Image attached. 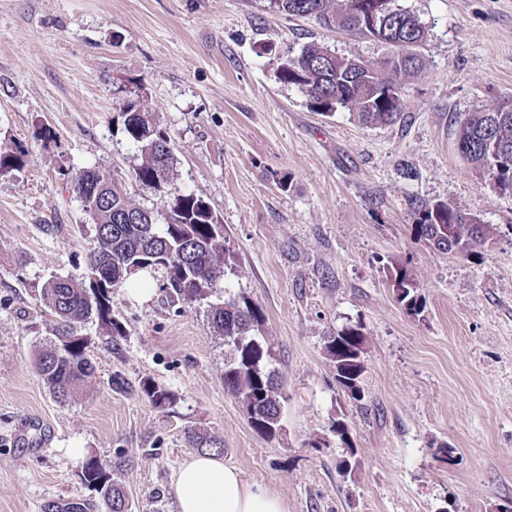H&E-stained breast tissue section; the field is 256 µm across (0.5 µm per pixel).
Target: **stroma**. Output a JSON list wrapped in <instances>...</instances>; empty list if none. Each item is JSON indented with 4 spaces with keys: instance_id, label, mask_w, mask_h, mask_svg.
Listing matches in <instances>:
<instances>
[{
    "instance_id": "1",
    "label": "stroma",
    "mask_w": 512,
    "mask_h": 512,
    "mask_svg": "<svg viewBox=\"0 0 512 512\" xmlns=\"http://www.w3.org/2000/svg\"><path fill=\"white\" fill-rule=\"evenodd\" d=\"M395 4L427 30L422 67L401 85L400 119L366 126L314 112L278 67L311 42L375 65L389 47L269 0H0V148L25 152L0 172V435L31 415L55 432L40 456L0 442V512H55L57 499L105 512L72 448L120 461L112 478L132 512H177L189 427L221 439L225 465L284 512L512 508V194L454 135L457 117L512 98V0ZM128 97L171 137L174 190L204 198L224 225L235 265L220 286L265 313L285 393L277 438L225 391L224 342L203 307L171 301L157 269L143 272L146 295L113 289L121 335L81 326L95 372L70 399L34 366L55 323L41 291L81 281L96 242L75 176L99 169L140 207H161L134 175L140 153L114 108ZM436 202L493 226L477 258L414 239L418 206ZM398 268L419 286V315L395 301ZM356 323L358 401L325 349ZM146 379L173 402L155 407ZM339 417L356 451L346 476ZM442 446L453 463L437 458Z\"/></svg>"
}]
</instances>
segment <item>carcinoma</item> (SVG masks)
<instances>
[{
  "instance_id": "1",
  "label": "carcinoma",
  "mask_w": 512,
  "mask_h": 512,
  "mask_svg": "<svg viewBox=\"0 0 512 512\" xmlns=\"http://www.w3.org/2000/svg\"><path fill=\"white\" fill-rule=\"evenodd\" d=\"M362 0H270L276 11L288 16L315 18L325 28L340 27L359 36L374 32L354 15ZM389 41L395 51L379 69H365L362 61L342 57L339 64H325L328 48L320 44L306 46L301 54L285 59L279 66V79L298 87L311 107L331 115L342 107L355 114L364 125H387L401 115L398 79L420 69L415 49L426 39L425 26L407 11L395 10L382 15ZM128 136L137 144L141 162L135 179L163 194V211L153 212L137 206L122 185L96 170L82 171L72 181L84 189V210L96 224V245L87 257V275L76 283L57 278L45 288L44 301L53 311L54 341L35 358V366L54 396L64 401L92 373L89 339L77 332V326L92 319L110 334L121 326L112 315V288L131 275L130 266L140 260L137 269L163 270L170 296L187 304H206L210 328L224 337V388L242 404L248 421L259 433L274 438L281 421V383L272 366L274 354L261 327L263 309L252 300L224 291V300L213 303L214 286L224 277V269L233 263L226 246L224 224L209 204L193 193L168 192L174 180V157L170 136L154 126L139 102L128 98L117 107ZM508 129V137L495 144L487 142L488 122ZM457 147L474 168L484 172L497 189L512 193V100H504L488 112H472L457 122L454 130ZM108 186L112 205L92 202L85 186ZM414 239L434 249L475 257L480 246L493 238V228L476 216L465 217L445 203L423 205L412 225ZM396 301L404 310L417 315L424 310L414 278L404 268L390 276ZM366 336L359 325L347 326L330 337L326 351L331 357L339 387L359 401L363 372L362 356ZM142 390L158 408L172 402L173 394L153 381ZM188 442L202 452L221 453L224 443L194 429L185 431ZM119 462L106 463L95 455L86 458L81 481L100 496L106 512H131L124 491L112 481L111 469Z\"/></svg>"
}]
</instances>
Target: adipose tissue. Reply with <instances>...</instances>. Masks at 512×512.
Here are the masks:
<instances>
[{
	"mask_svg": "<svg viewBox=\"0 0 512 512\" xmlns=\"http://www.w3.org/2000/svg\"><path fill=\"white\" fill-rule=\"evenodd\" d=\"M178 512H283L281 500L245 483L239 473L212 455H193L174 482Z\"/></svg>",
	"mask_w": 512,
	"mask_h": 512,
	"instance_id": "adipose-tissue-1",
	"label": "adipose tissue"
}]
</instances>
